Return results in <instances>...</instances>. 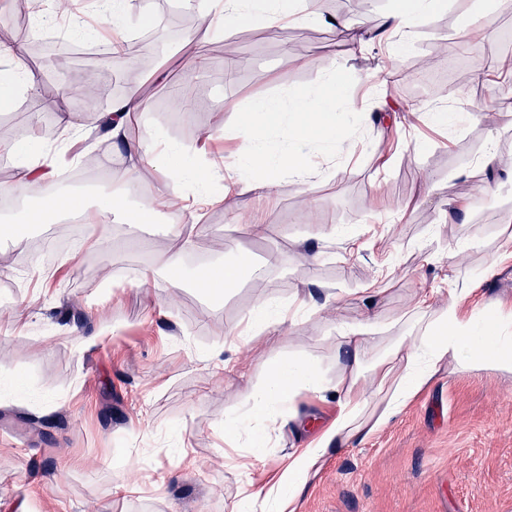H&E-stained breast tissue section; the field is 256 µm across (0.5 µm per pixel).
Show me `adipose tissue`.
<instances>
[{
  "mask_svg": "<svg viewBox=\"0 0 512 512\" xmlns=\"http://www.w3.org/2000/svg\"><path fill=\"white\" fill-rule=\"evenodd\" d=\"M225 19L246 21L255 15L269 22L289 19L301 24L312 20L308 8L287 13L279 0H221ZM336 80L327 78L323 85L312 86L292 97L287 110L259 104L242 113L241 134L249 144L243 162L244 172L235 176L234 195L261 197L277 185L282 170L297 176L307 173L306 157L310 150L331 153L336 139L348 137L347 128L336 126L331 115L335 103ZM191 146L165 152L154 159L163 171L162 180L138 206L127 209L124 218L131 227H139L144 213L153 211L157 200L166 198L176 183H190L193 198L211 202L207 190L208 169L204 166L184 167L175 155L189 156ZM53 206L61 212L80 214L94 211L90 241L93 246L109 244L112 199L88 207L80 197H57ZM447 305L436 318L422 325L417 333L397 339L385 357L371 366L362 362L365 351L378 340L379 316L366 313L360 320L341 326L338 346L347 358L332 387L337 411L330 426L313 438L308 447L289 452L287 461L274 480H266L252 464L240 461L236 467L243 481L241 501L250 512H294L312 477L320 471L331 448L352 440H364L385 428L426 386L438 366L454 361L459 368H492L512 373V321L502 316L466 306L471 291L452 288ZM293 303L279 301L273 295H260L236 333L241 341H251L294 317ZM323 391L324 385L316 366L299 361L277 365L267 381L244 392L248 408L224 422V436L237 440L252 433L255 424L274 417L276 409L298 389Z\"/></svg>",
  "mask_w": 512,
  "mask_h": 512,
  "instance_id": "ef3b65f1",
  "label": "adipose tissue"
}]
</instances>
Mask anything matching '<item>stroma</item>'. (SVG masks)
<instances>
[{
    "mask_svg": "<svg viewBox=\"0 0 512 512\" xmlns=\"http://www.w3.org/2000/svg\"><path fill=\"white\" fill-rule=\"evenodd\" d=\"M470 3L447 0L406 40L385 31L395 0H334L332 18L279 23L286 38L271 41L261 17L228 24L204 15L198 0H127V32L145 23L153 32L135 50L154 54L171 75L168 85L148 87V108L128 129L161 147L193 146L189 163L215 162L213 195H223L226 176L240 167V113L318 82L322 67L333 69L341 93L336 126L357 135L336 141L334 158L313 154L307 184L285 171L268 198L226 197L195 221L164 205L133 229L124 209L138 199L117 195L110 179L78 188L55 182L60 195L115 196L104 250L36 251L33 240L63 234L70 216L28 223L38 201L20 196L0 210V512H230L241 476L224 456L246 454L250 442L224 440L225 420L245 408L244 387L210 374L213 350L246 365L255 385L289 359L335 380L336 329L364 316L368 288L380 289L376 310L392 326L366 352L369 364L412 333L399 318L430 288L474 289L475 306L512 317V204L502 199L512 190V104L496 106L500 81L478 76L512 26V0H498L497 23L477 39L461 35ZM43 8L58 28L36 32L37 40H75L76 23L88 43L112 35L92 0L68 12L59 0H43ZM175 9L194 15L211 62L196 75L194 108L183 112L163 109L183 73L185 33L163 23ZM25 67L39 87L61 91L59 107L81 133L47 135L58 119L40 97L18 93L0 109V142L58 174L72 157L118 152L104 127L87 123L80 97L67 94L69 68L47 54L26 57ZM347 96L356 109L345 106ZM491 142L498 160L486 172L475 160ZM313 211L336 225V237L316 239ZM170 220L193 243L180 288L161 266L179 241L166 233ZM249 224L264 225V235L247 233ZM348 233L357 236L352 251ZM467 239L479 247L448 260L449 245ZM278 249L282 262L253 281L250 267ZM317 251L321 259L311 262ZM225 263L240 265L237 287L205 297L193 285L196 271ZM147 268L152 280L137 286ZM263 290L318 307L249 344L234 341ZM18 310L26 313L21 325ZM286 410L287 425L253 457L271 476L288 451L331 424L336 399L306 392ZM184 448L196 468L182 464ZM297 512H512V376L440 365L386 429L330 450Z\"/></svg>",
    "mask_w": 512,
    "mask_h": 512,
    "instance_id": "stroma-1",
    "label": "stroma"
}]
</instances>
